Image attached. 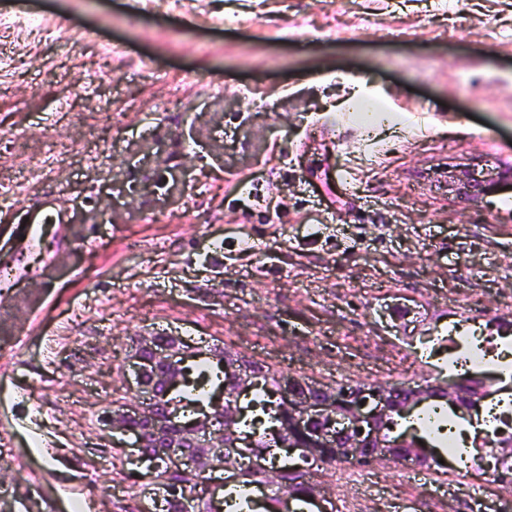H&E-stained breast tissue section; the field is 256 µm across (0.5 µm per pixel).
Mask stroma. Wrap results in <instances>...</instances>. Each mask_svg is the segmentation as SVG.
<instances>
[{"label":"stroma","instance_id":"stroma-1","mask_svg":"<svg viewBox=\"0 0 512 512\" xmlns=\"http://www.w3.org/2000/svg\"><path fill=\"white\" fill-rule=\"evenodd\" d=\"M511 168L512 0H0V212L71 218L0 223V512L161 494L101 420L139 337L333 386L448 376L458 325L512 337V188L450 187ZM368 472L399 512H469L430 493L456 472Z\"/></svg>","mask_w":512,"mask_h":512}]
</instances>
